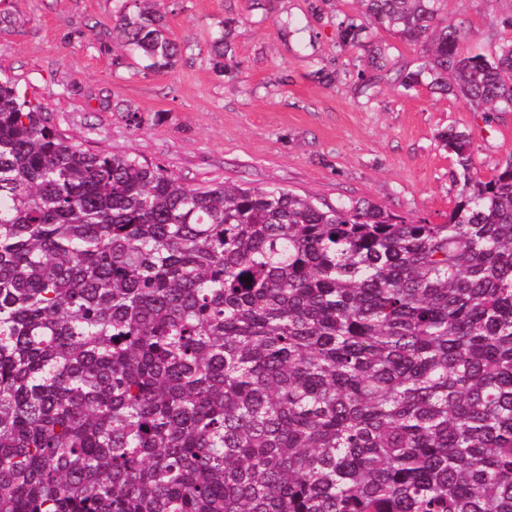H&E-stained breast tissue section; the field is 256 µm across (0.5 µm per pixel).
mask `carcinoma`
<instances>
[{
    "instance_id": "cac0c4a2",
    "label": "carcinoma",
    "mask_w": 512,
    "mask_h": 512,
    "mask_svg": "<svg viewBox=\"0 0 512 512\" xmlns=\"http://www.w3.org/2000/svg\"><path fill=\"white\" fill-rule=\"evenodd\" d=\"M130 2L113 42L172 70L160 0ZM444 2L360 0L338 47L366 89L385 30L423 49L403 93L512 112V36L471 55ZM440 140L433 224L193 187L0 79V512H512V155L484 178L471 131Z\"/></svg>"
}]
</instances>
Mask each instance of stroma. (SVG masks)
<instances>
[{"instance_id": "obj_1", "label": "stroma", "mask_w": 512, "mask_h": 512, "mask_svg": "<svg viewBox=\"0 0 512 512\" xmlns=\"http://www.w3.org/2000/svg\"><path fill=\"white\" fill-rule=\"evenodd\" d=\"M124 4L0 0L14 18L0 25V75L81 148L137 155L194 187L277 186L435 224L458 193L439 132L472 130L484 177L512 154V112L488 119L426 84L406 96L390 77L361 96L334 26L357 14V0H164L169 34L184 52L163 73L113 47ZM493 15L488 0H448L442 19L465 22L467 52L488 57L498 43ZM229 17L234 60L223 73L210 43Z\"/></svg>"}]
</instances>
